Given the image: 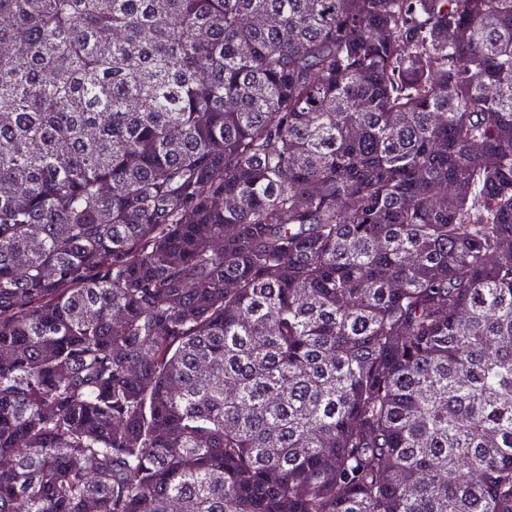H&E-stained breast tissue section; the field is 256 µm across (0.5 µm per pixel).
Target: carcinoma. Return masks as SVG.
Returning a JSON list of instances; mask_svg holds the SVG:
<instances>
[{
  "mask_svg": "<svg viewBox=\"0 0 512 512\" xmlns=\"http://www.w3.org/2000/svg\"><path fill=\"white\" fill-rule=\"evenodd\" d=\"M0 512H512V0H0Z\"/></svg>",
  "mask_w": 512,
  "mask_h": 512,
  "instance_id": "obj_1",
  "label": "carcinoma"
}]
</instances>
